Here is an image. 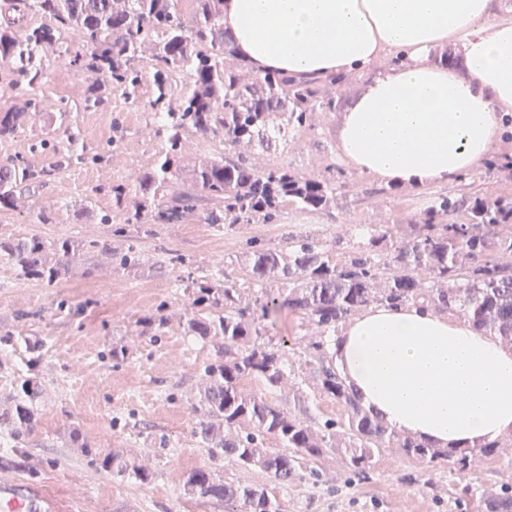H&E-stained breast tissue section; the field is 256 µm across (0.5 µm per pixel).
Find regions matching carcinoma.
Masks as SVG:
<instances>
[{"instance_id":"obj_1","label":"carcinoma","mask_w":512,"mask_h":512,"mask_svg":"<svg viewBox=\"0 0 512 512\" xmlns=\"http://www.w3.org/2000/svg\"><path fill=\"white\" fill-rule=\"evenodd\" d=\"M186 16L179 0H0V60L28 86L44 78L39 50L64 44L70 35L90 48L81 68L87 74L85 107H100L116 94L139 97L143 73L137 66L145 43L152 45L150 111L158 115L155 133L162 152L138 179L126 224H177L195 210L196 193L208 207L199 222L217 227L271 224L286 207L318 212L336 200V181L305 174L287 165L259 169L240 151L254 145L266 152H288V133L309 126L312 112L332 108L318 86L339 81H299L276 72H253L239 58L224 31V0H194ZM31 12L49 22L19 32L12 15ZM38 111L31 98L0 112V139L11 137ZM200 133L223 145L201 160L191 183L181 181L178 155L183 135ZM36 178L21 163L0 167V208H14L16 188ZM467 223L445 221L458 212ZM421 223L402 234L394 226L367 233V241L343 257L326 240L303 233L288 236L286 246L254 242L239 256L244 289L219 268L186 285L185 335L213 343L219 358L204 366L194 411V434L210 454L223 455L240 470L260 469L280 486L323 472L314 467L329 453L348 479H367L374 459L396 448L419 463V480L433 486V468L444 461L465 476L472 458L512 450V437L479 447L437 448L401 435L367 411L346 385L321 336L371 305L422 304L437 313L458 315L482 336H497L512 346V197L439 194L420 213ZM109 251L99 239L77 247L68 240L48 242L37 235L0 238V257L25 280L51 284L76 258L78 248ZM427 269L428 286L417 273ZM316 329L304 347L308 384L338 404L343 417L315 421L302 407L284 409L268 396L284 378L286 359L275 347L258 342L265 322L282 310ZM257 381L266 392L248 393ZM44 388L20 369L7 404L0 409V449L5 458L25 463L28 436L40 420ZM100 467L117 476L147 482L143 467H132L117 453L98 454ZM186 493L198 501L224 503V512H282L265 487L215 477L200 467L186 478ZM482 512H512V487L485 489Z\"/></svg>"}]
</instances>
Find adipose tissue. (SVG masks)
Instances as JSON below:
<instances>
[{"label": "adipose tissue", "mask_w": 512, "mask_h": 512, "mask_svg": "<svg viewBox=\"0 0 512 512\" xmlns=\"http://www.w3.org/2000/svg\"><path fill=\"white\" fill-rule=\"evenodd\" d=\"M504 0H224V29L258 73L366 72L336 156L391 186L451 182L488 160L512 115ZM455 45L463 68L433 60ZM399 62L375 63L389 53ZM336 367L364 408L440 448L512 435V347L464 319L372 306L340 329Z\"/></svg>", "instance_id": "adipose-tissue-1"}]
</instances>
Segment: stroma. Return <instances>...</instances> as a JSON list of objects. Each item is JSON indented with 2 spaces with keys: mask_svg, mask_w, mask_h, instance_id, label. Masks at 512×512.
Listing matches in <instances>:
<instances>
[{
  "mask_svg": "<svg viewBox=\"0 0 512 512\" xmlns=\"http://www.w3.org/2000/svg\"><path fill=\"white\" fill-rule=\"evenodd\" d=\"M45 78L36 87L20 85L0 96V111L38 98V112L8 140H0V166L23 160L40 174L19 188L21 206L0 209V238L37 235L45 240L94 238L111 243V255L84 251L55 283L18 277L0 259V401L11 390L14 371L28 358L26 341L42 339L45 355L35 373L44 386L40 423L26 445V466L0 458V479L16 478L40 488L54 512H224L223 503L199 502L185 495L187 474L210 467L226 479L273 488L284 512H459L467 488L512 484V456L477 459L469 477L447 464L434 471V487L415 479L416 467L394 448L376 460L370 481L336 485L335 456L319 463L327 478L316 485L303 480L274 487L264 471H239L228 459L212 457L193 435L202 368L215 357L211 344L186 336L182 279L204 275L218 263L239 256L247 240L281 244L291 232L339 240L341 249L361 244L360 231L374 224H413L416 207L439 192L512 195V169L481 167L449 183L420 190L404 187L380 193L378 182L358 174L335 155L343 112L364 89L368 77L352 73L335 85L322 84L331 109L312 113L309 128L296 132L286 153L249 152L260 167L288 164L304 173L330 175L340 190L325 211L298 214L288 210L274 224L218 229L186 216L179 224L125 225L112 188L135 190L140 173L150 167L161 144L149 115V98L116 97L104 108H85L86 83L79 66H62L56 46L41 52ZM54 141L56 151L85 150L90 162L60 170L56 151H41L39 140ZM52 213L39 223L38 208ZM126 227L123 236L115 235ZM135 252L136 267L120 265L123 253ZM164 313L160 336L144 333L143 318ZM281 313L275 343L285 344L288 366L275 396L294 409L307 370L300 337L313 335ZM120 356H113V349ZM79 429L89 449L71 447L68 433ZM123 454L147 468L149 482L119 478L97 469L92 451Z\"/></svg>",
  "mask_w": 512,
  "mask_h": 512,
  "instance_id": "stroma-1",
  "label": "stroma"
}]
</instances>
